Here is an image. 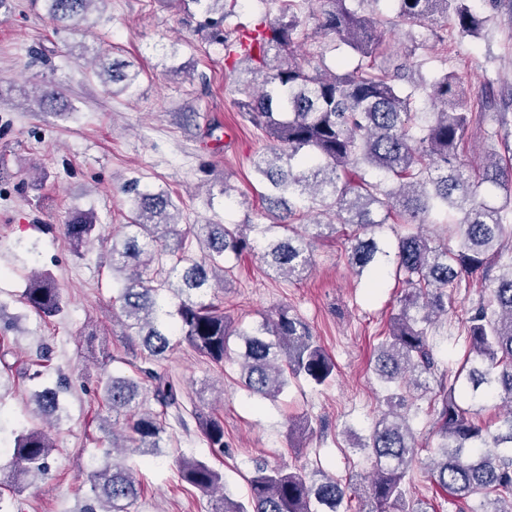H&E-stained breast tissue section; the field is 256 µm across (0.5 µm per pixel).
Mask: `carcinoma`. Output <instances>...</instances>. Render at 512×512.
Segmentation results:
<instances>
[{"mask_svg": "<svg viewBox=\"0 0 512 512\" xmlns=\"http://www.w3.org/2000/svg\"><path fill=\"white\" fill-rule=\"evenodd\" d=\"M97 0H42L45 16L57 29L86 20ZM205 18L198 31L208 43L224 47L225 64L247 67L251 80L237 89V106L271 140L252 160L264 188L262 200L276 224H198L178 230L179 209L162 192L126 181L130 218L120 237L112 238V271L125 272L118 299L125 334L139 340L146 360L158 362L179 335L210 362L237 354L240 381L260 400H275L290 379L303 378L317 386L333 380L336 365L314 339L309 327L287 307H279L245 329L224 313L207 291L224 287L226 260L258 251L267 272L302 279L312 263L314 243L351 224L348 262L357 275L377 285L384 267L395 268L406 285L389 334L377 348L374 371L384 385L383 408L368 434L354 445L371 461L372 470L359 483H343L316 467L256 465L247 478L249 494L236 501L223 494L216 512H343L348 492L362 495L360 512H428L424 502L405 499V479L422 463L417 433L408 411L427 394L438 399V443L428 460L436 484L458 501L459 512H512V260L497 275L505 241H512V146L503 139V152L481 163L473 181L456 164L463 150L475 108L494 98L488 86L476 96L462 86L454 72L427 80L415 77L403 62L387 68L378 59L388 54L382 28H414L440 17L451 21L463 37L478 35L492 20L474 0H388L391 19L362 11L380 0H319L321 20L315 35L343 43L358 58L351 71L329 66L302 51L309 35L300 15L311 0H262L271 5L250 26L230 23L236 0H192ZM119 59H100L94 73L112 86L116 96L134 89L138 73L127 71ZM454 209L462 214L456 225L455 249L426 234L427 224ZM309 217L301 230L285 223ZM398 220L408 232L388 242L374 228ZM97 219L92 212H74L63 234L76 254L93 243ZM193 237L203 252L199 261L186 254ZM174 261L160 265L162 256ZM154 269L146 280L142 273ZM483 272L490 299L465 312L469 349L462 367L438 373L428 329L448 314V287L473 272ZM178 299L167 307L162 293ZM20 301L43 319L64 310L60 289L52 276L32 275ZM149 393L161 412L141 409L140 389ZM61 378L42 385L31 399L39 413L60 417L65 409ZM495 398L507 407L495 432L486 431L477 417L483 403ZM103 406L112 414V462L93 473L98 508L90 512H129L141 494L134 470L122 461L129 448L155 456L164 447L163 416L175 412L179 422L182 391L167 372L145 369L140 377L114 376L104 387ZM208 447L224 452V422L194 413ZM55 450L51 434L30 429L10 449L11 462L0 467V512H22L24 489L49 469ZM181 481L204 493L222 489L223 476L208 462L183 457L177 462Z\"/></svg>", "mask_w": 512, "mask_h": 512, "instance_id": "cac0c4a2", "label": "carcinoma"}]
</instances>
